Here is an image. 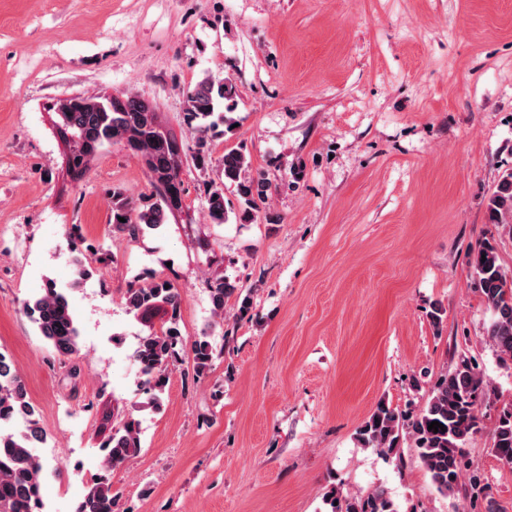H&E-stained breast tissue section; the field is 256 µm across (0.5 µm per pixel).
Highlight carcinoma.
Wrapping results in <instances>:
<instances>
[{
  "instance_id": "cac0c4a2",
  "label": "carcinoma",
  "mask_w": 512,
  "mask_h": 512,
  "mask_svg": "<svg viewBox=\"0 0 512 512\" xmlns=\"http://www.w3.org/2000/svg\"><path fill=\"white\" fill-rule=\"evenodd\" d=\"M235 98V85L228 77L206 78L187 91L185 115L192 147L178 142L176 135L162 125L154 107L136 96L123 95L115 109L94 97L66 98L52 110L58 116V134L69 146L67 167L73 179H82L91 161L107 145L122 146L145 165L157 190L154 203L142 207L122 192H112V231L136 237L159 229L169 216L184 211L187 190L181 178L183 156L178 151L192 152L195 168L208 170L212 165L211 132L221 125L224 132L233 131ZM229 184L235 187L242 203L235 219L241 223L254 221L257 202L265 199L268 182L250 176L249 159L241 146L224 150L218 179L203 183L209 214L216 224L229 221L224 208V187ZM487 211L492 223L512 231V172L497 182L488 198ZM469 266L470 276L491 314L485 335L499 361L506 365L512 362V275L503 269L495 247L489 243L471 254ZM207 288L214 314L224 315L225 299L238 290L236 282L217 272L207 282ZM124 301L128 310L148 327L133 359L144 376L143 406L158 411L163 405L169 365L186 345L178 324L181 296L169 280L154 275L149 282L128 288ZM23 309L59 357L68 359L77 353L79 331L66 295L54 284H49L39 297L25 301ZM160 312L167 319L157 327L153 318ZM191 350L200 373L213 358V346L201 336L192 342ZM496 402L490 382L470 358L463 357L451 371L439 375L419 415L409 418L381 401L358 428L356 439L363 448L390 455L400 447L403 436L410 435L437 491L453 497L462 493L474 504L486 485L469 461L465 446L485 429L482 407ZM433 421L443 424L444 429H428ZM490 439L495 456L511 464L512 404L496 409ZM45 441V431L24 381L12 361L0 353V512H44V464L37 448ZM100 448L109 470L137 454L139 420L131 413L124 416ZM115 502L110 478L100 475L75 512H113ZM326 504L330 506L328 512H397L391 497L380 487L365 495L345 497L333 489L326 496Z\"/></svg>"
}]
</instances>
